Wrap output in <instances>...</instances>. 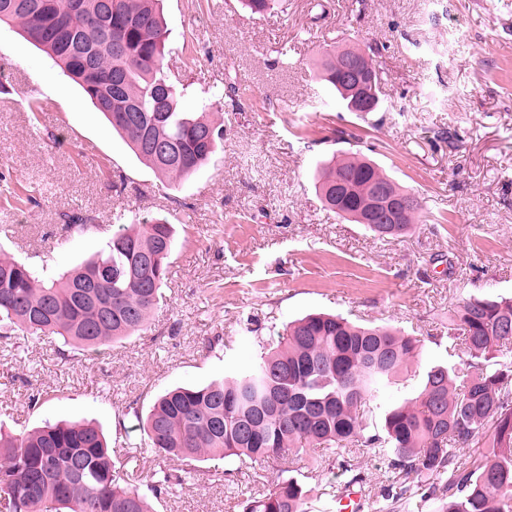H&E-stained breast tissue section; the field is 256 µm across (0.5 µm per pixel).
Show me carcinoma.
I'll use <instances>...</instances> for the list:
<instances>
[{
    "label": "carcinoma",
    "instance_id": "1",
    "mask_svg": "<svg viewBox=\"0 0 512 512\" xmlns=\"http://www.w3.org/2000/svg\"><path fill=\"white\" fill-rule=\"evenodd\" d=\"M42 18L26 0H0V26L49 57L89 100L91 88L111 99L103 116L159 179L193 176L224 142V125L181 105L180 80L166 57L163 0H48ZM363 66L374 71L380 99L383 71L368 43ZM353 63L345 49L328 52L323 80L346 109L365 90L346 82ZM412 200L402 224H369L382 239L415 229L423 202L360 150L322 162L315 188L338 217L364 223L375 189ZM342 193L336 202V192ZM174 227L165 219L134 217L121 224L91 258L56 278L0 255V338L22 332L54 335L57 353L72 348L96 355L112 342L145 329L171 274ZM278 341L220 380L175 387L159 395L147 416L134 412L154 453L135 468L112 456L103 431L91 423L57 422L32 430L0 428V512H152L156 499L202 479L231 480L217 461L285 460L320 448L311 471L334 461L362 488L366 477L351 447L367 448L401 476L382 489L386 501L439 500V512H512V297L470 298L448 319V336L430 342L460 358L426 364L415 397L381 408L421 359L423 340L340 314L312 313L290 321ZM383 409L376 423L364 406ZM483 445L472 457L465 449ZM208 460L215 465L201 467ZM167 461L178 465L168 467ZM312 489L278 476L242 503L243 512H305Z\"/></svg>",
    "mask_w": 512,
    "mask_h": 512
}]
</instances>
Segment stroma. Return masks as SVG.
Listing matches in <instances>:
<instances>
[{
    "instance_id": "35a3bbf8",
    "label": "stroma",
    "mask_w": 512,
    "mask_h": 512,
    "mask_svg": "<svg viewBox=\"0 0 512 512\" xmlns=\"http://www.w3.org/2000/svg\"><path fill=\"white\" fill-rule=\"evenodd\" d=\"M307 0L250 15L240 0H165L168 64L195 111L223 91L224 142L192 177L160 184L80 88L43 52L0 26V176L33 200L0 202V251L70 268L103 245L117 214L176 230L164 299L147 330L89 357L59 359L51 336L0 342V425L91 421L108 438L129 402L147 414L176 386L202 385L248 361L261 327L313 312L374 321L419 337L448 329L462 300L512 295V0ZM377 44L384 106L376 127L318 78L331 46ZM238 92L224 88L225 72ZM47 108L31 125L30 88ZM360 150L425 202L426 221L394 241L325 210L320 163ZM456 136L448 147L437 134ZM92 222L63 233L64 215ZM213 340L203 350L205 340ZM39 400L30 403L31 390ZM278 467L238 464L235 485H186L156 512H238L244 487Z\"/></svg>"
}]
</instances>
